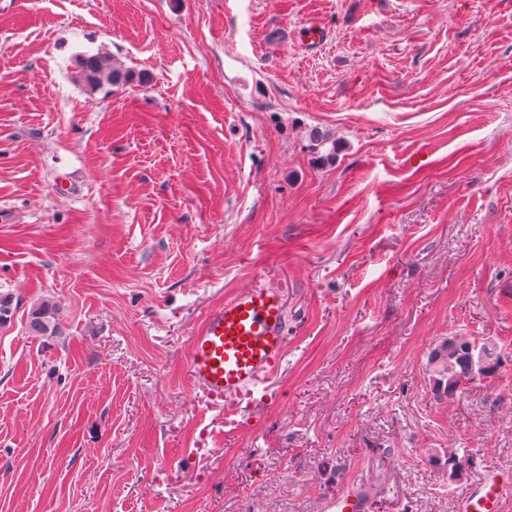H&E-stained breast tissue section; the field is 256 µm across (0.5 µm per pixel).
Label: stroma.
Listing matches in <instances>:
<instances>
[{"mask_svg":"<svg viewBox=\"0 0 512 512\" xmlns=\"http://www.w3.org/2000/svg\"><path fill=\"white\" fill-rule=\"evenodd\" d=\"M1 206L0 512H454L512 468V0H0ZM263 273L287 358L228 435L189 337ZM455 336L499 366L448 397ZM77 74L89 93H95L104 87L124 86L136 78L132 70L99 55L84 58ZM28 336L35 338L60 336V307L53 299H43L30 312L27 323ZM372 499L367 490L358 483H351L344 489L325 499L323 512H368Z\"/></svg>","mask_w":512,"mask_h":512,"instance_id":"stroma-1","label":"stroma"}]
</instances>
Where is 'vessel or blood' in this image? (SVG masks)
<instances>
[{"label": "vessel or blood", "mask_w": 512, "mask_h": 512, "mask_svg": "<svg viewBox=\"0 0 512 512\" xmlns=\"http://www.w3.org/2000/svg\"><path fill=\"white\" fill-rule=\"evenodd\" d=\"M288 285L258 277L206 311L189 343L192 384L224 400V425L239 429L254 405L272 397L288 347ZM512 503V474L486 467L481 479L466 485L455 512H505ZM372 499L352 483L325 499L322 512H370Z\"/></svg>", "instance_id": "1"}]
</instances>
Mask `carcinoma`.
<instances>
[{"instance_id":"obj_1","label":"carcinoma","mask_w":512,"mask_h":512,"mask_svg":"<svg viewBox=\"0 0 512 512\" xmlns=\"http://www.w3.org/2000/svg\"><path fill=\"white\" fill-rule=\"evenodd\" d=\"M78 78L89 92L95 93L104 87L127 85L136 75L106 57L93 55L80 63ZM27 333L35 338L62 334L60 307L56 301L43 299L33 307ZM497 367L498 357L494 347L485 340L450 338L434 358L438 387L449 397L454 396L463 385L492 375Z\"/></svg>"}]
</instances>
